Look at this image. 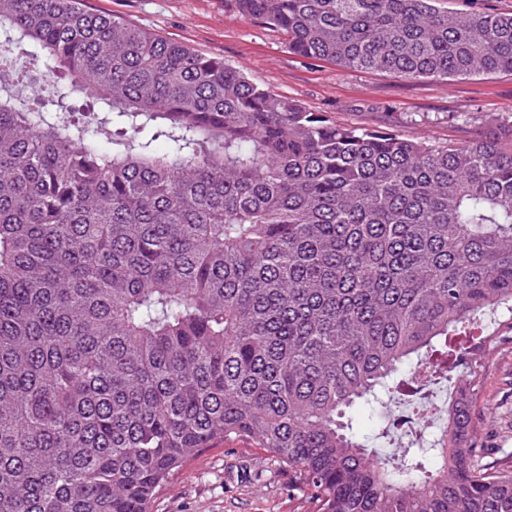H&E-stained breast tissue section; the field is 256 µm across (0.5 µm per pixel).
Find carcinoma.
<instances>
[{
	"mask_svg": "<svg viewBox=\"0 0 512 512\" xmlns=\"http://www.w3.org/2000/svg\"><path fill=\"white\" fill-rule=\"evenodd\" d=\"M233 2L342 69L512 74V13ZM1 28L88 101L0 89V512H150L230 438L312 512H512L474 420L512 342V121L443 145L341 126L84 0H0ZM463 356L440 442L386 459L347 432Z\"/></svg>",
	"mask_w": 512,
	"mask_h": 512,
	"instance_id": "1",
	"label": "carcinoma"
}]
</instances>
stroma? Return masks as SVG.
Returning <instances> with one entry per match:
<instances>
[{
	"label": "stroma",
	"instance_id": "obj_1",
	"mask_svg": "<svg viewBox=\"0 0 512 512\" xmlns=\"http://www.w3.org/2000/svg\"><path fill=\"white\" fill-rule=\"evenodd\" d=\"M199 52L218 56L251 81L298 100L344 126L395 131L435 142L463 141L512 116V74L408 80L355 72L290 53L275 28L242 17L231 0H85ZM479 443L512 470V343L488 360L479 383ZM303 491L258 445L219 441L162 486L150 512H306Z\"/></svg>",
	"mask_w": 512,
	"mask_h": 512
}]
</instances>
